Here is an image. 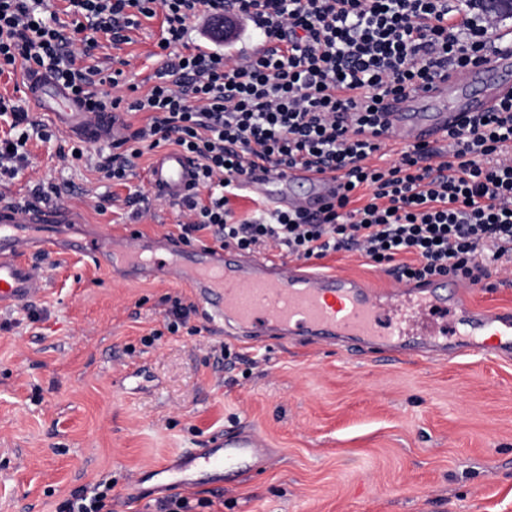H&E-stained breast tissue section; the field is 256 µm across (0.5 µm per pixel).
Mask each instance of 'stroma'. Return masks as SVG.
<instances>
[{
	"mask_svg": "<svg viewBox=\"0 0 512 512\" xmlns=\"http://www.w3.org/2000/svg\"><path fill=\"white\" fill-rule=\"evenodd\" d=\"M162 21L142 19L119 45L98 35L92 64L129 60L128 83L146 92L163 63ZM75 141L31 137L28 167L0 195L79 213L61 227L70 239L176 236L181 208L153 192L152 154L115 184L96 168L99 143L76 159ZM38 265L41 297L0 311V512H63L80 489L136 478L139 498L113 497L112 512H160L167 491L142 473L240 423L269 441L271 459L224 490L187 491L190 512H512V357L252 345L215 333L199 309L173 335L169 300L192 303L187 286L128 281L79 254ZM315 266L394 281L356 251ZM472 298L512 304V264L491 267Z\"/></svg>",
	"mask_w": 512,
	"mask_h": 512,
	"instance_id": "35a3bbf8",
	"label": "stroma"
}]
</instances>
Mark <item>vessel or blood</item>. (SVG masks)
Returning <instances> with one entry per match:
<instances>
[{
    "label": "vessel or blood",
    "mask_w": 512,
    "mask_h": 512,
    "mask_svg": "<svg viewBox=\"0 0 512 512\" xmlns=\"http://www.w3.org/2000/svg\"><path fill=\"white\" fill-rule=\"evenodd\" d=\"M27 93L69 134L88 141L112 134L111 113L85 111L50 75L30 76ZM510 95L512 45L507 44L479 66L454 69L428 89L388 101L382 122L393 141L436 146L467 113L490 111ZM149 183L157 196L179 200L195 185L194 166L184 153L158 152ZM245 186L276 205L316 214L334 198L337 182L302 169L276 171L265 166L255 168ZM72 221V215L53 202L21 206L0 198L1 310L43 294L44 277L29 257L61 249L50 229ZM75 249L128 279L188 285L211 324L238 341L304 339L387 357L412 351L436 361L471 353L512 356V306H472L460 282L447 277L399 281L380 290L354 277L288 267L232 247L205 245L188 252L170 238L130 240L104 234ZM265 453L264 439L247 426L215 434L203 447L185 449L152 475L166 487L220 488L255 466Z\"/></svg>",
    "instance_id": "1"
}]
</instances>
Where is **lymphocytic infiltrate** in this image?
<instances>
[{
    "instance_id": "obj_1",
    "label": "lymphocytic infiltrate",
    "mask_w": 512,
    "mask_h": 512,
    "mask_svg": "<svg viewBox=\"0 0 512 512\" xmlns=\"http://www.w3.org/2000/svg\"><path fill=\"white\" fill-rule=\"evenodd\" d=\"M70 25L46 17V0H0V73L46 72L90 112H146L133 133L116 128L98 169L125 182L145 152L173 145L196 168L197 190L180 201L178 239L210 232L220 246L284 250L321 259L342 250L394 264L400 277L454 276L475 284L512 260V95L465 118L446 147L394 149L384 136L388 99L429 88L449 68L485 60L498 47L475 0H68ZM163 14L157 43L173 56L148 91L105 99L98 86L125 85L123 68L80 67L95 35L125 42L140 17ZM241 17L271 54L181 52L192 21ZM0 182L28 164L32 121L0 96ZM311 166L340 188L321 215L261 199L236 219L252 167ZM206 197H199V190ZM412 262H403V255Z\"/></svg>"
}]
</instances>
